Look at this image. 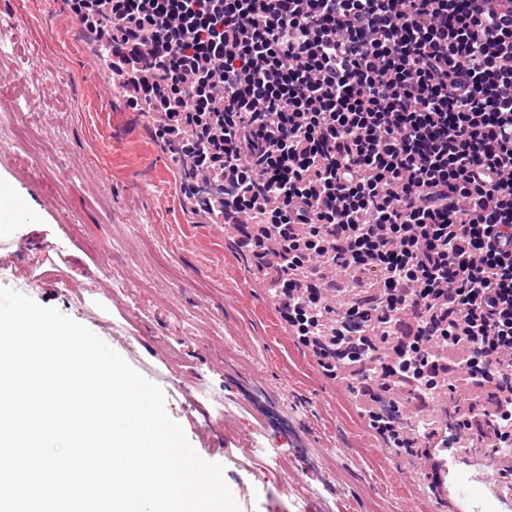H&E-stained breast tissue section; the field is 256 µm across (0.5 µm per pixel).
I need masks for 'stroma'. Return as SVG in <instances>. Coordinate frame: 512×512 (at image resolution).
<instances>
[{
	"instance_id": "35a3bbf8",
	"label": "stroma",
	"mask_w": 512,
	"mask_h": 512,
	"mask_svg": "<svg viewBox=\"0 0 512 512\" xmlns=\"http://www.w3.org/2000/svg\"><path fill=\"white\" fill-rule=\"evenodd\" d=\"M0 179L26 223L0 286L87 326L159 385L240 512H451L323 374L236 232L183 193L174 150L112 86L67 0H0ZM36 135L19 140L14 125Z\"/></svg>"
}]
</instances>
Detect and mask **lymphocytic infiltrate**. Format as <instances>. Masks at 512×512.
Wrapping results in <instances>:
<instances>
[{"mask_svg": "<svg viewBox=\"0 0 512 512\" xmlns=\"http://www.w3.org/2000/svg\"><path fill=\"white\" fill-rule=\"evenodd\" d=\"M114 87L183 144L328 374L399 410L462 385L439 495L512 447V0H71Z\"/></svg>", "mask_w": 512, "mask_h": 512, "instance_id": "1", "label": "lymphocytic infiltrate"}]
</instances>
